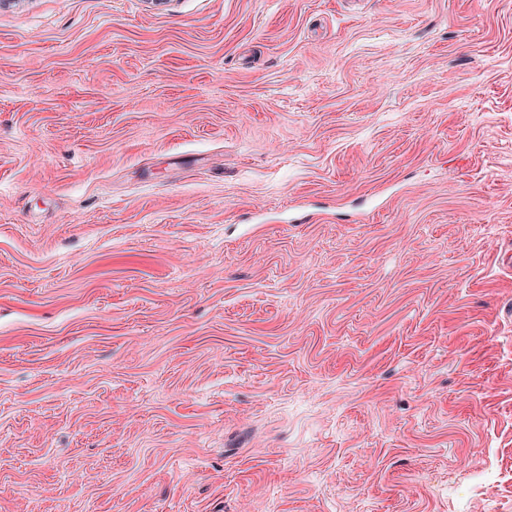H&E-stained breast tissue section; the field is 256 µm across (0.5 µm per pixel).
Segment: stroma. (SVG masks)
Returning <instances> with one entry per match:
<instances>
[{"label": "stroma", "mask_w": 512, "mask_h": 512, "mask_svg": "<svg viewBox=\"0 0 512 512\" xmlns=\"http://www.w3.org/2000/svg\"><path fill=\"white\" fill-rule=\"evenodd\" d=\"M0 512H512V0H0Z\"/></svg>", "instance_id": "stroma-1"}]
</instances>
